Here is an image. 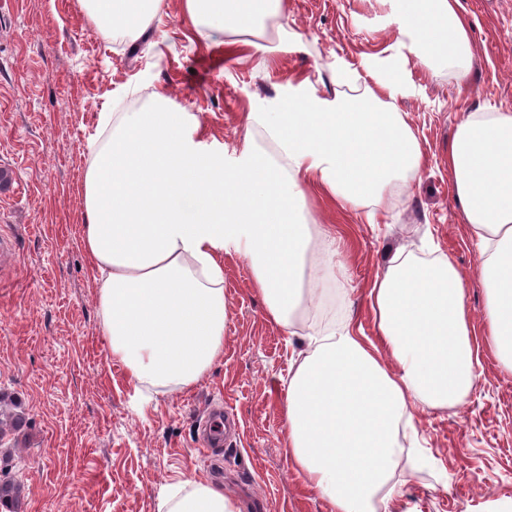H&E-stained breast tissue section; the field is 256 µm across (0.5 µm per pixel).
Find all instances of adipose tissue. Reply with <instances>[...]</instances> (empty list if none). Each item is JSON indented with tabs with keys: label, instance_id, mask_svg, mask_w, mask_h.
<instances>
[{
	"label": "adipose tissue",
	"instance_id": "adipose-tissue-1",
	"mask_svg": "<svg viewBox=\"0 0 512 512\" xmlns=\"http://www.w3.org/2000/svg\"><path fill=\"white\" fill-rule=\"evenodd\" d=\"M419 61L465 77L472 56L461 0H399ZM108 38L143 31L161 0H86ZM285 0H184L197 25L250 32ZM401 83L377 75L355 97L319 95L309 80L246 115L245 160L228 171L192 148L184 113L105 112L84 182L82 245L101 332L136 387L183 390L224 349V255L247 260L272 325L301 328L307 348L286 385L288 455L333 512H391L403 430L417 405L463 403L479 342L512 372V113L471 112L448 144L453 194L480 246L486 298L475 332L463 279L447 256L398 248L368 299L377 341L351 318L326 321V281L343 263L336 232L308 221L306 189L340 207L386 211L389 191L419 179L421 144L395 104ZM204 202L197 216L182 206ZM160 512H239L221 485L192 480Z\"/></svg>",
	"mask_w": 512,
	"mask_h": 512
}]
</instances>
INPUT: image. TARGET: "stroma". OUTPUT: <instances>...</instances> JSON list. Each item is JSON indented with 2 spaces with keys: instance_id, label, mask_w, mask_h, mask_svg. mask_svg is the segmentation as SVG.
<instances>
[{
  "instance_id": "1",
  "label": "stroma",
  "mask_w": 512,
  "mask_h": 512,
  "mask_svg": "<svg viewBox=\"0 0 512 512\" xmlns=\"http://www.w3.org/2000/svg\"><path fill=\"white\" fill-rule=\"evenodd\" d=\"M472 25L466 83L446 64L419 62L396 0H288L250 47L196 27L183 0H162L133 47L106 37L84 0H0V233L15 261L0 272V389L30 421L7 436L19 512H158L179 481L222 483L241 512H332L287 450L283 401L300 335L272 325L247 263L224 257V352L194 385L135 394L103 340L95 282L80 240L82 181L102 112H145L155 93L196 118L191 139L224 168L243 160L245 116L310 79L336 91V67L372 81L396 59L409 93L398 105L421 142L420 180L376 223L308 190L307 208L336 227L350 314L368 338L371 281L391 251L429 239L463 276L474 327L485 290L478 248L452 194L448 144L463 114L512 113V0H462ZM464 404L418 407L413 425L429 465L397 470L394 512H512V373L481 348Z\"/></svg>"
}]
</instances>
